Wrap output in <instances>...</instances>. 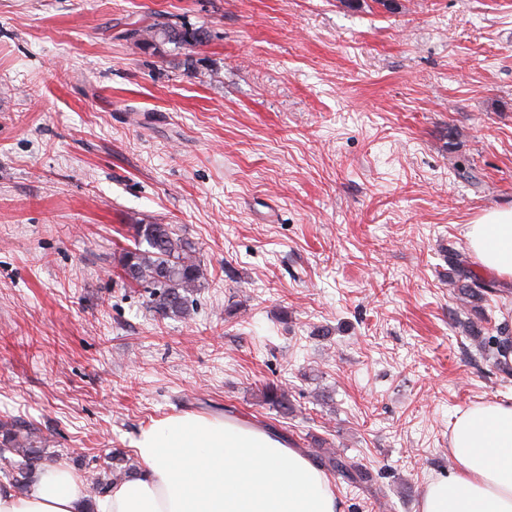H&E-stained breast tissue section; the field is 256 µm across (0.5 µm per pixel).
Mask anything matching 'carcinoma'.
<instances>
[{
	"instance_id": "carcinoma-1",
	"label": "carcinoma",
	"mask_w": 512,
	"mask_h": 512,
	"mask_svg": "<svg viewBox=\"0 0 512 512\" xmlns=\"http://www.w3.org/2000/svg\"><path fill=\"white\" fill-rule=\"evenodd\" d=\"M123 37L156 51L167 44L176 48L199 46L206 41L207 31L157 21L146 28L127 29ZM131 228L134 229L135 247L118 255V278L124 284L147 291L149 309L158 317L190 318V296L202 288L205 281L199 249L171 224L137 223ZM455 274L461 300L474 308L485 299L486 294L492 292L491 284L472 276L460 265L456 267ZM262 401L280 415H286L292 409L288 393L274 383L264 386ZM5 451L19 457L16 462L4 458L10 466L4 471L5 477L14 488L26 490L33 475L46 460L42 438L35 434L32 425L23 421L1 423L0 454ZM319 467L337 473L351 485L363 486L370 482L371 475L367 469L340 454L320 456ZM132 470L133 464L119 458L112 466L95 473L90 485L102 494Z\"/></svg>"
}]
</instances>
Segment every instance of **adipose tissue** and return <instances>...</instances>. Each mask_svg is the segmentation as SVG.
I'll return each mask as SVG.
<instances>
[{
    "mask_svg": "<svg viewBox=\"0 0 512 512\" xmlns=\"http://www.w3.org/2000/svg\"><path fill=\"white\" fill-rule=\"evenodd\" d=\"M471 256L512 284V206L467 225ZM141 468L90 497L62 467L39 471L25 493L0 488V512H339L330 477L297 449L248 421L196 413L154 421L135 440ZM448 474L427 483L417 512H512V402L460 412Z\"/></svg>",
    "mask_w": 512,
    "mask_h": 512,
    "instance_id": "1",
    "label": "adipose tissue"
}]
</instances>
